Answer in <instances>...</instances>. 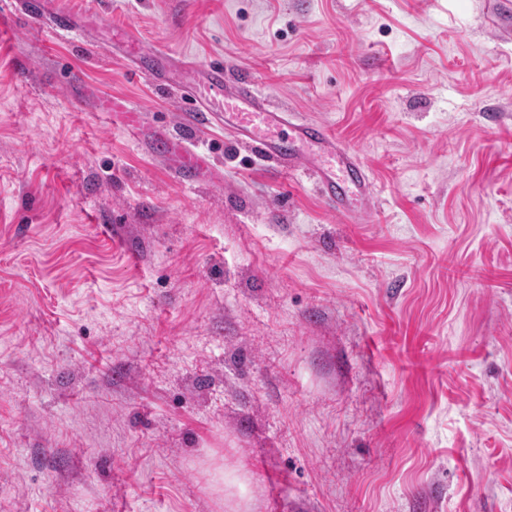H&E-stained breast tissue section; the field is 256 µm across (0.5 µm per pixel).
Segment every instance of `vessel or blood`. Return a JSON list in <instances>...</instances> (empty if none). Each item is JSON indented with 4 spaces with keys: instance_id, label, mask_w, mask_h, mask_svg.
<instances>
[{
    "instance_id": "1",
    "label": "vessel or blood",
    "mask_w": 512,
    "mask_h": 512,
    "mask_svg": "<svg viewBox=\"0 0 512 512\" xmlns=\"http://www.w3.org/2000/svg\"><path fill=\"white\" fill-rule=\"evenodd\" d=\"M29 17L38 24H51L61 37L72 36L79 29L77 22L56 0H35ZM116 40L131 60L134 72L147 71L155 79L174 80L187 106L192 127L217 123L228 126L260 157L274 162L283 177L296 172L304 158H313L311 173L323 202L345 220H360L375 200L369 170L355 149L337 139L327 125L271 108L251 78L228 81L220 62L199 69L183 56L177 63H169L165 48L141 50L133 28L128 25L117 28ZM98 109L113 113L130 130L141 127V113L133 105L102 99ZM149 143L154 156L177 157L176 171L181 183L194 184L202 180L209 161L195 141L173 138L159 126L153 130Z\"/></svg>"
}]
</instances>
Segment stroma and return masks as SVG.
Listing matches in <instances>:
<instances>
[{
    "label": "stroma",
    "instance_id": "stroma-1",
    "mask_svg": "<svg viewBox=\"0 0 512 512\" xmlns=\"http://www.w3.org/2000/svg\"><path fill=\"white\" fill-rule=\"evenodd\" d=\"M0 0V512H512V14L495 0ZM252 76L365 162L327 209L230 129L182 186L112 48ZM29 11L30 19L40 24L47 22L52 25L56 34L60 37H70L77 33L79 26L72 16L63 11L56 0H35ZM98 110L110 112L113 118H118L128 129L135 131L141 127L142 117L137 107L131 104H117L111 99H99ZM224 490L225 506L229 512H242L240 510L244 507L246 485L235 471H224Z\"/></svg>",
    "mask_w": 512,
    "mask_h": 512
}]
</instances>
